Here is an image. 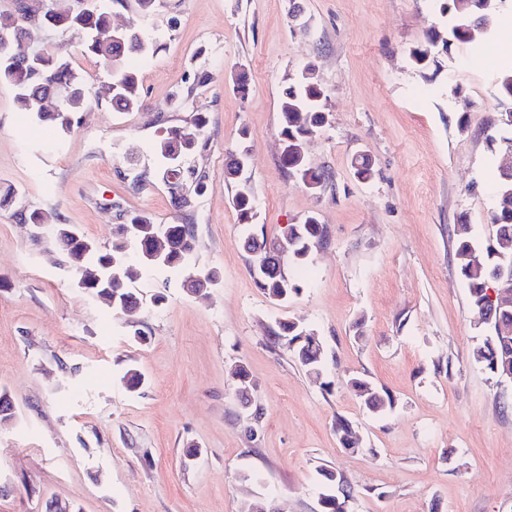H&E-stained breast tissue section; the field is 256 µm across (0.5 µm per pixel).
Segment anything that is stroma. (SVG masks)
Instances as JSON below:
<instances>
[{"label":"stroma","instance_id":"1","mask_svg":"<svg viewBox=\"0 0 512 512\" xmlns=\"http://www.w3.org/2000/svg\"><path fill=\"white\" fill-rule=\"evenodd\" d=\"M443 24L432 0H157L150 16L116 2L113 27L163 44L138 65L145 106L129 113L108 104L107 73L76 35L31 27L34 45L70 53L97 102L60 137L0 84V195L13 196L0 209V392L16 404L0 425V512H47L55 500L74 512H240L254 496L267 512H320L327 471L353 490L346 512H512V382L473 358L482 325L455 248L461 226L495 232V174L512 154L487 134L512 110L495 81L512 32L452 46L418 71L409 49ZM308 63L328 112L307 143L330 175L315 193L281 165L280 89ZM198 71L207 84L173 107ZM198 112L209 119L208 185L179 211L153 144ZM242 146L267 237L310 214L326 230L307 270L292 269L300 290L285 302L258 288L241 247L224 158ZM357 154L372 180L355 177ZM33 208L101 246L132 211L193 225L195 266L220 281L195 294L184 272L146 269L139 312L115 314L20 221ZM282 319L323 341L321 376L270 347ZM130 367L143 377L133 392ZM355 377L388 391L393 408L368 412ZM340 418L360 449L339 443Z\"/></svg>","mask_w":512,"mask_h":512}]
</instances>
